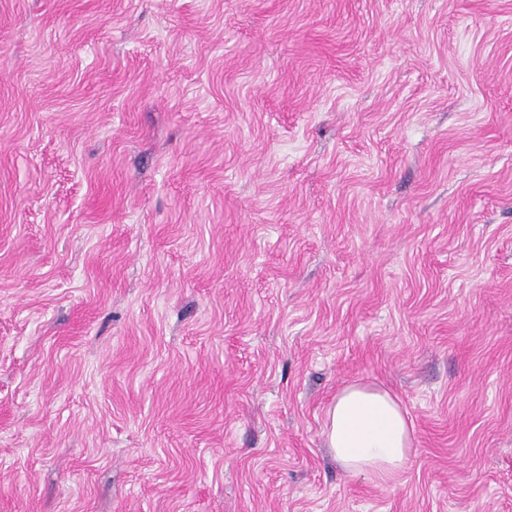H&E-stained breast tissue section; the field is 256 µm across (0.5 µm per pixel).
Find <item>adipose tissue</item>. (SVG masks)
Masks as SVG:
<instances>
[{
    "label": "adipose tissue",
    "instance_id": "obj_1",
    "mask_svg": "<svg viewBox=\"0 0 512 512\" xmlns=\"http://www.w3.org/2000/svg\"><path fill=\"white\" fill-rule=\"evenodd\" d=\"M325 434L345 472L380 481L400 475L413 445V428L401 402L386 390L359 384L337 393L326 411Z\"/></svg>",
    "mask_w": 512,
    "mask_h": 512
}]
</instances>
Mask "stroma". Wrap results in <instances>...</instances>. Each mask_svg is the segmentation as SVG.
<instances>
[{"instance_id": "35a3bbf8", "label": "stroma", "mask_w": 512, "mask_h": 512, "mask_svg": "<svg viewBox=\"0 0 512 512\" xmlns=\"http://www.w3.org/2000/svg\"><path fill=\"white\" fill-rule=\"evenodd\" d=\"M0 512H512V0H0ZM325 434L336 462L352 476L393 480L404 470L413 428L401 402L386 390L349 384L326 411Z\"/></svg>"}]
</instances>
